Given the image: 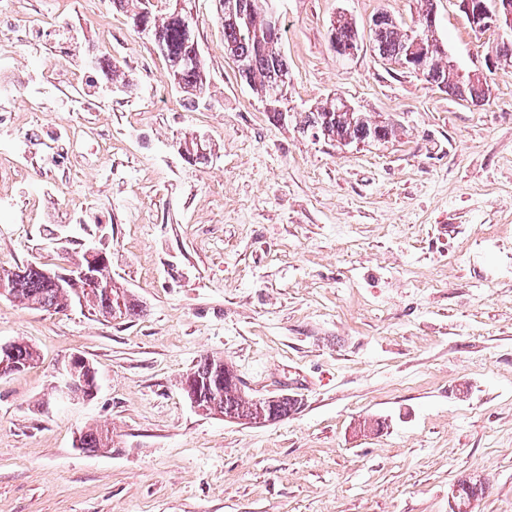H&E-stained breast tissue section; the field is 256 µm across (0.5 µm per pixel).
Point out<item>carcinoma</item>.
<instances>
[{
    "mask_svg": "<svg viewBox=\"0 0 512 512\" xmlns=\"http://www.w3.org/2000/svg\"><path fill=\"white\" fill-rule=\"evenodd\" d=\"M253 10L248 22L241 25L222 24L224 45L234 48L236 54L248 63L244 80L258 96L268 94L270 87V62L275 61L282 68H289L288 57L281 49L282 40L265 41L264 49L257 48L258 34L265 25L266 0H252ZM148 26L153 34V41L164 58L168 73L176 78L174 87L183 93L188 107L198 108L209 98V83L205 73L203 59L195 55V46L199 45L196 37L198 19L186 16L183 11H176V4L170 0L164 19L159 20L155 14L147 15ZM436 22H430L427 31L428 46L431 47L429 69L425 81L428 83L442 81L446 83L445 92L460 100L473 98L479 87L470 80L448 77L443 58L446 50L434 36ZM407 36V29L400 21L386 24L383 28L369 32V41L373 52L379 57H391L396 54ZM300 128H322L327 139L350 138L362 140L367 144L374 141L377 134L386 140L395 136L392 123H378L369 118L365 112H341L337 102L332 101L317 106L304 113L299 121ZM43 265L31 262L15 269L0 271V284L7 288L11 299L27 306H33L47 312L58 313L66 310L74 301H85L94 311L104 317L132 320L141 316L142 309L130 299L119 286L112 287V295L105 294L98 288H91L88 283L77 279L61 288L43 274ZM15 350L14 359L22 368L31 367L39 358L37 350L22 340L12 342ZM195 376L196 392L208 414H220L242 425H257L274 417L284 420L298 410L297 402L279 396L274 406H269L261 399L238 390L234 376L228 364L222 360L203 359L191 370ZM77 447L95 453L110 447L108 433L97 428H89L77 439ZM455 495V512H471L473 502L479 500L485 490L483 482L475 477L457 481Z\"/></svg>",
    "mask_w": 512,
    "mask_h": 512,
    "instance_id": "carcinoma-1",
    "label": "carcinoma"
}]
</instances>
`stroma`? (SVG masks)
Returning <instances> with one entry per match:
<instances>
[{
  "mask_svg": "<svg viewBox=\"0 0 512 512\" xmlns=\"http://www.w3.org/2000/svg\"><path fill=\"white\" fill-rule=\"evenodd\" d=\"M99 0L62 8L63 36L15 45L33 79L100 36ZM286 28L292 114L273 122L224 54L217 0H195L210 103L186 110L151 37L110 11L124 80L92 118L114 143L93 205L67 221L77 173L33 158L32 181L0 183V269L70 265L87 247L143 309L55 314L0 298V342L33 366L0 376V512H452L451 487L485 483L474 512H512V60L487 64L497 34L456 0L436 31L483 103L449 97L362 42L329 44L337 16L368 32L387 11L417 26L424 0H274ZM392 120L388 143L315 141L299 115L336 97ZM201 139L211 163L182 144ZM496 247L471 257L479 230ZM97 370L88 399H60L64 360ZM232 364L253 397L293 394L299 412L262 426L198 412L183 379L200 358ZM370 418L382 431L361 432ZM88 427L112 447L76 448Z\"/></svg>",
  "mask_w": 512,
  "mask_h": 512,
  "instance_id": "obj_1",
  "label": "stroma"
}]
</instances>
